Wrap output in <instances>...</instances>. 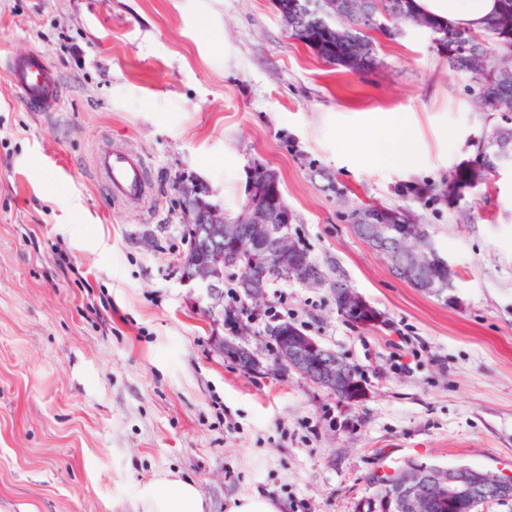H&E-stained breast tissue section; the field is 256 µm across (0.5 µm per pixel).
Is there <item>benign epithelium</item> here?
Returning <instances> with one entry per match:
<instances>
[{
  "label": "benign epithelium",
  "mask_w": 512,
  "mask_h": 512,
  "mask_svg": "<svg viewBox=\"0 0 512 512\" xmlns=\"http://www.w3.org/2000/svg\"><path fill=\"white\" fill-rule=\"evenodd\" d=\"M491 143L499 164L512 161V135L494 129ZM259 177L250 176L245 188L246 200L240 211L228 216L223 206L212 200L213 192L206 190L192 203L190 218L224 237V246L195 254L182 280L206 288L212 300L211 311L217 322H224V261L247 268L255 265L275 267L289 279L307 286L320 280L308 274L305 265L296 258L297 244L288 226L291 210L285 202L277 173L263 168ZM405 209L393 212L377 211L369 221L358 219L352 225L355 234L372 249L392 258V269L400 278L415 284L425 292L439 295L450 288L456 269L431 245L416 248L412 243L428 238L426 227L409 220ZM339 313L368 312L370 303L354 288H336ZM249 331L230 329V337L218 341L224 358L242 370L254 374H299L314 387L353 404L362 399L347 362L321 344L316 338L285 324L274 327L269 342L274 345L273 357L265 356L263 347L252 345ZM386 491L370 496L363 507L369 512H428L439 504H456L466 512L486 506L512 494V479L493 476L468 466L443 468L411 460L401 471L384 481Z\"/></svg>",
  "instance_id": "1"
}]
</instances>
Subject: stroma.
<instances>
[{"instance_id": "35a3bbf8", "label": "stroma", "mask_w": 512, "mask_h": 512, "mask_svg": "<svg viewBox=\"0 0 512 512\" xmlns=\"http://www.w3.org/2000/svg\"><path fill=\"white\" fill-rule=\"evenodd\" d=\"M372 38L378 66L351 71L289 38L274 0H0V57L44 53L65 91L30 112L0 74V512H138L168 472L208 512L250 494L360 512L371 477L409 460L512 475V165L450 206L495 122L428 32ZM400 119L411 167L360 144ZM107 144L143 156L147 199H109ZM258 164L311 257L383 315L353 323L329 287L294 281L265 300L286 295L282 318L356 370L361 402L243 372L181 280L180 182L232 214ZM372 203L427 225L457 271L447 297L354 234L350 210ZM477 159H479V156L476 152L473 160H468L457 166L452 179L448 183V193L446 192V194H444V196L448 197L449 205L456 204L465 196V192L477 189L480 185L485 183L483 182L477 186L473 185L475 172L469 164Z\"/></svg>"}]
</instances>
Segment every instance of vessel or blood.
<instances>
[{
  "label": "vessel or blood",
  "mask_w": 512,
  "mask_h": 512,
  "mask_svg": "<svg viewBox=\"0 0 512 512\" xmlns=\"http://www.w3.org/2000/svg\"><path fill=\"white\" fill-rule=\"evenodd\" d=\"M9 84L21 101L38 112H53L63 101L56 73L44 55L32 51L11 56L4 70ZM97 172L117 201L142 200L149 194L146 166L142 156L127 146H106L95 156Z\"/></svg>",
  "instance_id": "1"
}]
</instances>
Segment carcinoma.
<instances>
[{
  "label": "carcinoma",
  "mask_w": 512,
  "mask_h": 512,
  "mask_svg": "<svg viewBox=\"0 0 512 512\" xmlns=\"http://www.w3.org/2000/svg\"><path fill=\"white\" fill-rule=\"evenodd\" d=\"M315 2L317 0H275L280 16L288 18L290 37L307 45L329 64L352 71L368 69L376 64L373 41L368 32L380 30L393 37L396 32L387 27L386 22L413 24L424 19L435 34L433 44L437 52L448 61V69L469 76L477 86L472 95L477 109H482L488 98L512 99V79L504 80L493 71L496 59L512 55V0H497L498 10L477 33V39L464 50L458 43L462 28L416 12L414 0H350L348 11L332 17L316 12ZM474 179L475 172L469 163L459 164L448 182V204H456L466 192L476 189ZM189 242L192 254L214 246L213 236L204 229L189 236ZM280 281L285 282L287 278L276 270L268 268L249 274L232 262L224 264V282L233 295L231 303L224 307V316H229L233 305L245 293L246 284L271 288Z\"/></svg>",
  "instance_id": "carcinoma-1"
}]
</instances>
